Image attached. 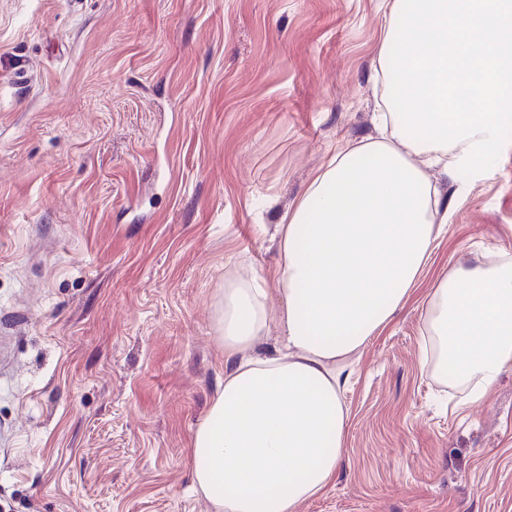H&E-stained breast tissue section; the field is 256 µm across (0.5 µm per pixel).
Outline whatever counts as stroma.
<instances>
[{"instance_id": "35a3bbf8", "label": "stroma", "mask_w": 512, "mask_h": 512, "mask_svg": "<svg viewBox=\"0 0 512 512\" xmlns=\"http://www.w3.org/2000/svg\"><path fill=\"white\" fill-rule=\"evenodd\" d=\"M383 0H0V512H215L190 443L228 281L374 135ZM402 309L347 367L343 463L299 512H512V369L422 368L426 296L512 257V122Z\"/></svg>"}]
</instances>
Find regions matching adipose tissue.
Here are the masks:
<instances>
[{
	"label": "adipose tissue",
	"instance_id": "1",
	"mask_svg": "<svg viewBox=\"0 0 512 512\" xmlns=\"http://www.w3.org/2000/svg\"><path fill=\"white\" fill-rule=\"evenodd\" d=\"M379 136L346 144L278 226L272 304L259 276L224 289V385L191 447L216 512H297L342 462L346 362L416 288L448 204L428 171L482 170L512 117V0H384ZM439 373L484 400L512 368V261L446 273L427 305ZM273 350L254 351L269 325Z\"/></svg>",
	"mask_w": 512,
	"mask_h": 512
}]
</instances>
